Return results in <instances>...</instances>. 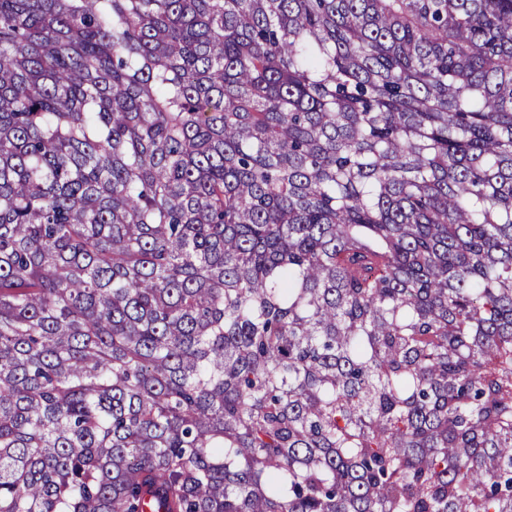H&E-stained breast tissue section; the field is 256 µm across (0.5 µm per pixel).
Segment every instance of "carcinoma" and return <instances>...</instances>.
I'll use <instances>...</instances> for the list:
<instances>
[{"label": "carcinoma", "instance_id": "obj_1", "mask_svg": "<svg viewBox=\"0 0 512 512\" xmlns=\"http://www.w3.org/2000/svg\"><path fill=\"white\" fill-rule=\"evenodd\" d=\"M0 512H512V0H0Z\"/></svg>", "mask_w": 512, "mask_h": 512}]
</instances>
